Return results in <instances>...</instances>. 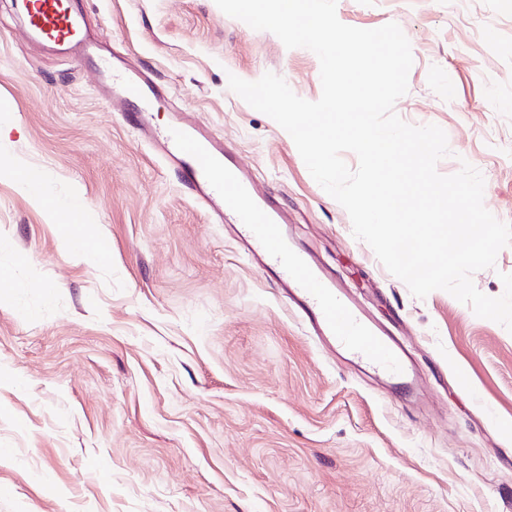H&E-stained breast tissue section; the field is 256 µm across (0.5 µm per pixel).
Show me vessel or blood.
Wrapping results in <instances>:
<instances>
[{
    "label": "vessel or blood",
    "mask_w": 512,
    "mask_h": 512,
    "mask_svg": "<svg viewBox=\"0 0 512 512\" xmlns=\"http://www.w3.org/2000/svg\"><path fill=\"white\" fill-rule=\"evenodd\" d=\"M26 13L28 36L62 51L82 46L81 57L90 63L113 111L152 142L190 197L217 212L222 220L239 224L249 252L287 286L290 299L305 315L314 336L334 353L346 354L404 391H413L404 345L372 322L333 280L290 247L284 221L272 201L246 170L228 157L222 144L188 122L167 131L154 128L148 118L151 85L115 72L94 46L84 43L68 0H27Z\"/></svg>",
    "instance_id": "1"
}]
</instances>
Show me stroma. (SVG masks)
<instances>
[{
  "label": "stroma",
  "mask_w": 512,
  "mask_h": 512,
  "mask_svg": "<svg viewBox=\"0 0 512 512\" xmlns=\"http://www.w3.org/2000/svg\"><path fill=\"white\" fill-rule=\"evenodd\" d=\"M20 3L0 0V512H512V332L446 291L413 297L291 136L228 88L271 72L318 100L317 56L215 0H72L121 71L154 79L153 124L223 142L294 244L402 336L424 403L329 357L89 65L24 36ZM337 16L400 26L413 66L395 113L441 127L438 172L470 163L512 224V0H337ZM17 165L85 200L110 264L67 253Z\"/></svg>",
  "instance_id": "35a3bbf8"
}]
</instances>
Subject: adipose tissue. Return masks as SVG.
I'll return each instance as SVG.
<instances>
[{
  "label": "adipose tissue",
  "mask_w": 512,
  "mask_h": 512,
  "mask_svg": "<svg viewBox=\"0 0 512 512\" xmlns=\"http://www.w3.org/2000/svg\"><path fill=\"white\" fill-rule=\"evenodd\" d=\"M61 230V240L67 251L77 258L110 261L111 255L104 239L88 231V208L81 198L73 197L51 206Z\"/></svg>",
  "instance_id": "obj_1"
}]
</instances>
